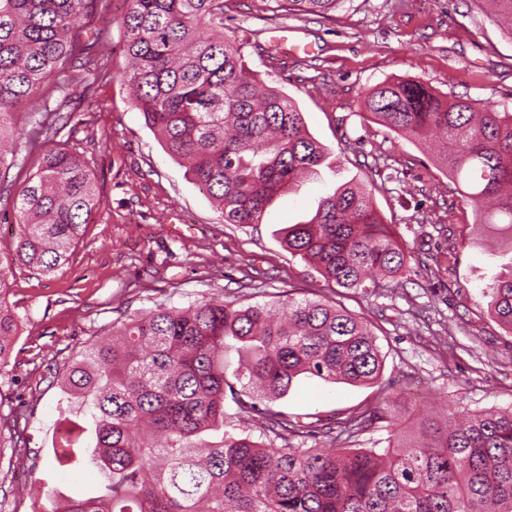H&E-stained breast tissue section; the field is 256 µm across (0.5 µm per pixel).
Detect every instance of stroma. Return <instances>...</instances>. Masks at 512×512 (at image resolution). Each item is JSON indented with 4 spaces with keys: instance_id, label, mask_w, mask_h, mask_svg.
<instances>
[{
    "instance_id": "1",
    "label": "stroma",
    "mask_w": 512,
    "mask_h": 512,
    "mask_svg": "<svg viewBox=\"0 0 512 512\" xmlns=\"http://www.w3.org/2000/svg\"><path fill=\"white\" fill-rule=\"evenodd\" d=\"M105 33L107 73L70 102L71 123L54 137L80 152L101 204L68 262L42 277L23 268L5 280L6 299L21 317L14 347L15 383L0 386V412L25 403L20 452L0 438V491L12 512H30L27 489L41 480L67 490L92 486L96 469L59 466L53 452L58 390L46 369L83 343L112 331L120 313L185 307L205 297L233 299L251 283L253 299L277 293L327 295L331 286L283 246L278 229L310 219L327 191L354 180L374 185V200L407 248L395 292H345L340 301L371 323L385 356L383 378L404 388L399 412L457 405L472 411L512 407V337L489 315L482 291L512 264V240L476 235L474 211L425 147L376 123L363 107L376 84L412 79L440 93L496 103L512 112V35L475 0H344L323 18L273 10L269 0H224V32L256 37L249 66L281 87L302 112L309 134L332 152L334 168L277 196L259 224L225 223L210 198L171 158L132 108L118 19ZM303 44L269 56L273 31ZM431 221L418 224L416 212ZM453 251L451 263L432 254ZM375 387L300 378L278 400L291 414L347 416L370 403Z\"/></svg>"
}]
</instances>
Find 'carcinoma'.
<instances>
[{"mask_svg":"<svg viewBox=\"0 0 512 512\" xmlns=\"http://www.w3.org/2000/svg\"><path fill=\"white\" fill-rule=\"evenodd\" d=\"M112 0H0V196L15 194L17 235L0 249V284L15 266L54 272L68 260L99 206L81 156L52 144L66 100L110 52L92 42ZM286 11L326 15L343 0H275ZM509 24L512 0H491ZM133 106L165 151L188 164L227 224H260L272 201L319 175L330 151L305 129L280 88L255 77L247 42L224 34V0H123ZM40 106L31 129L20 110ZM381 125L433 151L476 212V223L512 233V113L448 98L412 80L382 82L364 100ZM39 148L17 191L8 147ZM288 251L346 290L395 289L403 243L383 223L372 190L347 182L312 219L280 229ZM489 314L512 336V271L483 289ZM213 296L186 308L120 314L112 334L65 359L52 374L64 419L87 417L55 447L102 475L68 495L34 485L31 512H512V409L455 408L404 427L385 410L394 395L364 318L331 297L270 303ZM20 317L0 287V377L9 378ZM237 366L228 372L225 353ZM304 374L377 386L374 402L344 418L310 422L276 407ZM231 396L235 412L225 410ZM21 415L0 418L18 447ZM238 432L224 430L226 420ZM386 423L384 448H349ZM260 425L254 436L252 424ZM321 437L328 448H306ZM285 442L276 446L277 440ZM296 440L298 445L290 442Z\"/></svg>","mask_w":512,"mask_h":512,"instance_id":"obj_1","label":"carcinoma"}]
</instances>
